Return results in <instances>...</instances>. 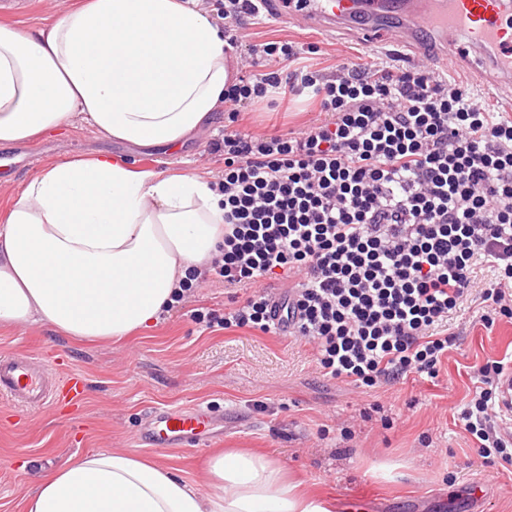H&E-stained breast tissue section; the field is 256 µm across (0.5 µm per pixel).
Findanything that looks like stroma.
I'll list each match as a JSON object with an SVG mask.
<instances>
[{"label": "stroma", "instance_id": "35a3bbf8", "mask_svg": "<svg viewBox=\"0 0 512 512\" xmlns=\"http://www.w3.org/2000/svg\"><path fill=\"white\" fill-rule=\"evenodd\" d=\"M243 47L271 40L318 45L306 64L331 73L344 60L363 58L407 65L412 49L366 41L347 29L328 36L294 21L244 19ZM304 96L241 115V129L257 135L298 132L318 118ZM224 132L216 119L208 132L175 149L140 147L108 139L80 121L29 144L0 145V212L43 168L82 156H109L155 172L216 180L222 156L209 153ZM248 292L212 279L164 318L120 342H78L40 324L0 329V354L29 352L63 374L84 375L76 406L23 411L0 399V512H24L23 495L38 474L73 455L131 450L180 477L203 482L216 451L247 448L279 460L305 491L335 505L334 512H512V471L484 463L456 412L474 394V366L512 355V319L492 328L467 301L454 323L457 338L430 382L416 376L394 385L357 388L321 376L311 345L292 336L223 328L224 312ZM207 322H199L198 314ZM200 404L219 418L202 447L155 449L139 438L149 408ZM383 405L376 413L374 405ZM394 419L383 429L381 415Z\"/></svg>", "mask_w": 512, "mask_h": 512}]
</instances>
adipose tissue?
Segmentation results:
<instances>
[{
  "label": "adipose tissue",
  "mask_w": 512,
  "mask_h": 512,
  "mask_svg": "<svg viewBox=\"0 0 512 512\" xmlns=\"http://www.w3.org/2000/svg\"><path fill=\"white\" fill-rule=\"evenodd\" d=\"M223 28L195 0H81L22 31L0 23V144L80 120L134 145L177 147L213 123L234 78ZM224 239L211 183L79 158L31 178L0 217V326L119 341L175 303ZM25 512H330L264 454L219 452L204 484L141 454L70 457Z\"/></svg>",
  "instance_id": "obj_1"
}]
</instances>
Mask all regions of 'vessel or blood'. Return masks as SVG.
Segmentation results:
<instances>
[{"instance_id":"obj_1","label":"vessel or blood","mask_w":512,"mask_h":512,"mask_svg":"<svg viewBox=\"0 0 512 512\" xmlns=\"http://www.w3.org/2000/svg\"><path fill=\"white\" fill-rule=\"evenodd\" d=\"M396 16L401 44L414 47L420 61L432 52L447 54L449 63H470L486 73L492 87L512 86V0H306L297 11L307 27L330 33L347 22L364 19V34L377 39L385 31L383 13ZM85 391L81 374L62 381L50 378L43 366L26 356H0V397L27 409H43L79 401ZM497 421L512 438V372L501 381ZM211 424L202 408L154 407L147 413L146 444L167 448L199 439Z\"/></svg>"}]
</instances>
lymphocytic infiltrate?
<instances>
[{"label": "lymphocytic infiltrate", "instance_id": "obj_1", "mask_svg": "<svg viewBox=\"0 0 512 512\" xmlns=\"http://www.w3.org/2000/svg\"><path fill=\"white\" fill-rule=\"evenodd\" d=\"M300 55L288 41L249 49V75L224 91L228 123L212 144L224 156V252L190 271L182 294L210 275L250 289L225 327L307 339L325 378L436 379L464 299L481 301L486 326L512 319V113L425 64L348 61L327 76ZM304 94L322 117L300 132L236 126L245 109ZM479 261L489 281H476ZM510 369L511 358L477 366L457 413L478 455L504 468L512 446L493 418Z\"/></svg>", "mask_w": 512, "mask_h": 512}]
</instances>
